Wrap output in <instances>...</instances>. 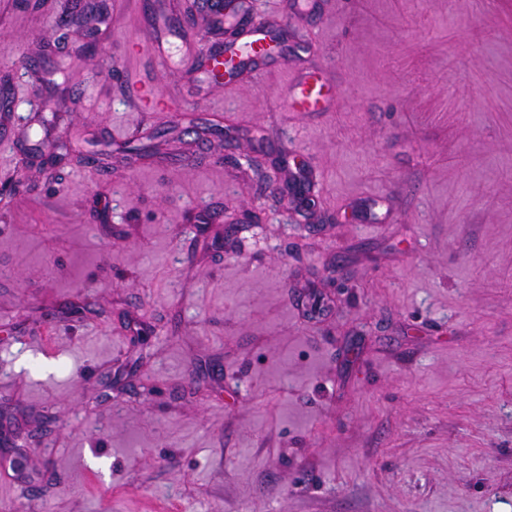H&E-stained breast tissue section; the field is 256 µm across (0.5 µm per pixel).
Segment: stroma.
Segmentation results:
<instances>
[{"instance_id": "35a3bbf8", "label": "stroma", "mask_w": 512, "mask_h": 512, "mask_svg": "<svg viewBox=\"0 0 512 512\" xmlns=\"http://www.w3.org/2000/svg\"><path fill=\"white\" fill-rule=\"evenodd\" d=\"M152 3L0 0V81L73 149L0 132V512H512V0H313L262 76L176 63L143 114ZM295 156L300 233L261 177ZM325 86L321 75L311 73L298 88L294 100L295 108L300 112L320 110L328 99Z\"/></svg>"}]
</instances>
